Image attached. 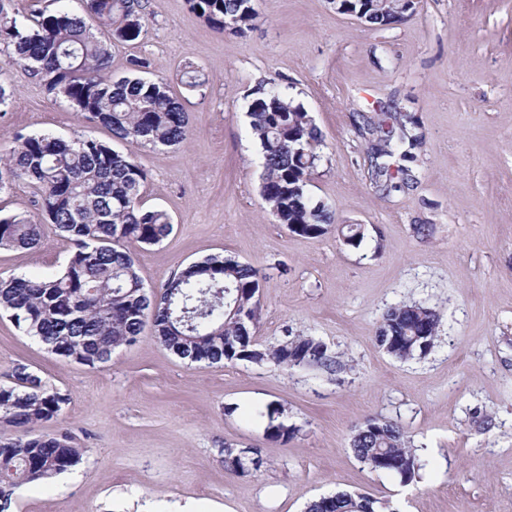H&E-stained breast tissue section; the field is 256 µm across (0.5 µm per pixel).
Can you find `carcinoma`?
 Wrapping results in <instances>:
<instances>
[{"label":"carcinoma","mask_w":512,"mask_h":512,"mask_svg":"<svg viewBox=\"0 0 512 512\" xmlns=\"http://www.w3.org/2000/svg\"><path fill=\"white\" fill-rule=\"evenodd\" d=\"M51 13L11 17L0 4V43L14 59L38 77L46 91L63 97L88 119H97L112 137L131 147H171L190 130V113L169 93L163 80L138 72L147 59H130L134 74H110L112 40L132 41L142 31L126 28L140 14L141 0H56ZM215 30L242 33L256 19L253 0H188ZM389 12L364 13L365 22L380 28L397 23L413 6L390 0ZM250 127L260 146L263 168L260 194L278 223L308 238L335 229L344 244L356 247L364 238L359 224H336L335 211L313 202L307 181L317 160L321 133L304 109L281 91L262 90L249 107ZM372 145V180L381 190H398L410 179L409 167L422 137L406 113L387 127L378 126ZM147 179L134 152L122 153L92 138L64 140L48 133L20 134L0 154V192L18 183L31 185L44 221L23 213H0V249H32L40 244L44 224H51L74 246L66 265L49 277L0 278V313L36 340L47 352L96 368L116 349L134 343L146 324L165 349L200 365L247 361L282 368L336 369V357L312 336H288L264 348L254 339L259 319L260 272L252 265L222 255L192 263L158 292L144 287L133 248L152 246L173 230L169 214L146 209L141 190ZM439 315L425 305L390 308L379 326L377 342L398 360L420 358L434 346ZM12 381L0 384V512H8L22 484L53 479L76 467L83 449L67 433L38 434L36 427L58 417L69 403L24 364L15 366ZM270 437L284 442L298 428L281 420L283 411L267 409ZM351 449L374 471L390 472L409 483L420 464L403 428L394 421L371 419L354 429ZM375 501L338 492L307 503L305 512H376Z\"/></svg>","instance_id":"cac0c4a2"}]
</instances>
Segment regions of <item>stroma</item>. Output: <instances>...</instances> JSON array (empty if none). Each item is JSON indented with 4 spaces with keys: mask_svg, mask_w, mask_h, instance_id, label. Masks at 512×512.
<instances>
[{
    "mask_svg": "<svg viewBox=\"0 0 512 512\" xmlns=\"http://www.w3.org/2000/svg\"><path fill=\"white\" fill-rule=\"evenodd\" d=\"M245 33L216 32L187 0H145L141 35L114 41L111 73L146 58L192 117L185 141L140 147L145 207L174 225L136 249L146 289L212 254L260 269L257 343L313 336L341 369H283L238 361L191 364L151 330L92 369L48 353L0 314V382L19 363L70 395L37 430L71 433L81 463L16 490L10 512H304L339 491L389 512H512V0H418L402 22L372 29L330 0H254ZM204 81L184 84L185 66ZM0 151L17 134L82 135L126 151L104 125L77 114L0 44ZM277 86L320 129L309 195L337 232L291 233L260 195L261 157L249 134L258 88ZM410 113L424 143L413 187L388 194L371 179L368 138L352 115L373 102ZM70 244L45 226L39 246L0 250V277L50 276ZM423 304L440 316L424 358L397 360L376 342L384 313ZM299 434L267 432V407ZM370 419L401 424L419 479L377 472L350 441ZM251 448L259 471L224 468L225 447Z\"/></svg>",
    "mask_w": 512,
    "mask_h": 512,
    "instance_id": "1",
    "label": "stroma"
}]
</instances>
